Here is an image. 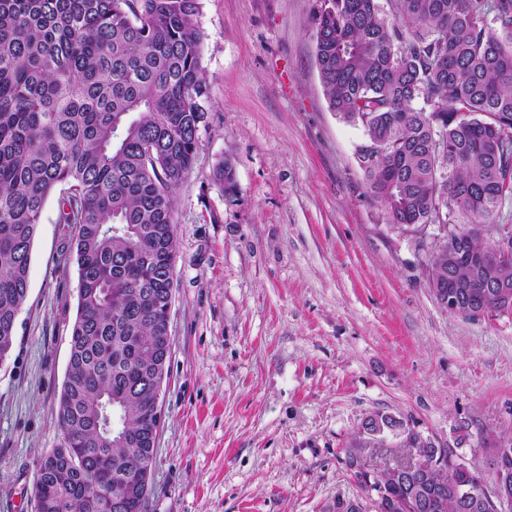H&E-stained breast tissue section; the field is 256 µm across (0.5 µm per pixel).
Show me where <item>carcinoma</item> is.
<instances>
[{
  "mask_svg": "<svg viewBox=\"0 0 512 512\" xmlns=\"http://www.w3.org/2000/svg\"><path fill=\"white\" fill-rule=\"evenodd\" d=\"M315 61L331 111L359 124L367 192L393 228L454 230L427 268L431 289L465 280L488 310L493 281L512 293V229L488 233L512 196V0H318ZM199 0H0V363L28 299L46 201L68 226L61 256L78 271V307L57 403L60 444L36 471L35 512H143L137 490L153 463L155 383L170 354L177 189L193 171L209 85ZM209 179L238 193L230 159ZM498 247L473 273L456 249ZM428 466L404 481L363 471L360 451L393 426ZM377 512H491L462 502L485 483L450 448L394 415L366 416L347 452Z\"/></svg>",
  "mask_w": 512,
  "mask_h": 512,
  "instance_id": "cac0c4a2",
  "label": "carcinoma"
}]
</instances>
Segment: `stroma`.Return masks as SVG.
Returning <instances> with one entry per match:
<instances>
[{"label": "stroma", "mask_w": 512, "mask_h": 512, "mask_svg": "<svg viewBox=\"0 0 512 512\" xmlns=\"http://www.w3.org/2000/svg\"><path fill=\"white\" fill-rule=\"evenodd\" d=\"M210 86L176 192L171 349L144 512H374L346 465L363 419L401 417L488 468L512 438V315L448 311L435 239L390 225L366 190L361 125L332 112L315 0H199ZM231 158L239 193L209 181ZM49 199L29 297L0 365V512H34L78 305Z\"/></svg>", "instance_id": "obj_1"}]
</instances>
